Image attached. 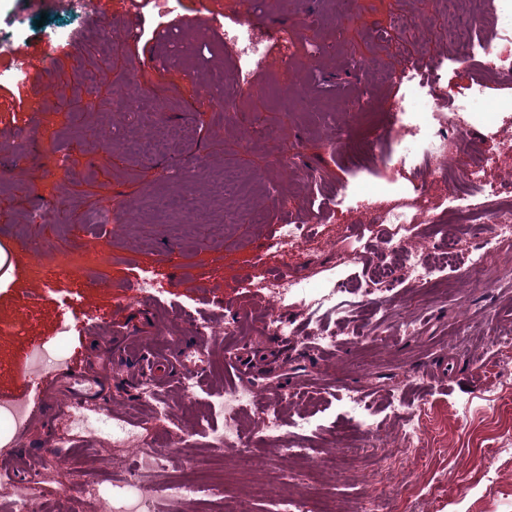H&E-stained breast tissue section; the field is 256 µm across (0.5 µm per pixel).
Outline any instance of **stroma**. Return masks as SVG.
Returning <instances> with one entry per match:
<instances>
[{
    "instance_id": "35a3bbf8",
    "label": "stroma",
    "mask_w": 512,
    "mask_h": 512,
    "mask_svg": "<svg viewBox=\"0 0 512 512\" xmlns=\"http://www.w3.org/2000/svg\"><path fill=\"white\" fill-rule=\"evenodd\" d=\"M48 24L70 30L72 43L47 69L20 84L7 80L16 62L0 55V247L13 277L0 281V393L24 398L34 347L63 348L102 371V400L86 409V431L54 419L32 424L18 450L66 456L49 487L56 512H80L86 483L112 485L113 512L123 480L142 450L116 447L113 432L138 429L165 458L146 475L154 512H222L244 497L249 512H278L289 494L310 512L341 505L345 512H512V360L495 339L512 332V239L497 237L493 213L480 194L460 199L441 175L423 178L389 162L377 143H357L389 119L407 92L398 82L426 42L440 62L438 78L450 96L462 95L478 66L462 67L473 44L492 46L512 35L507 9L477 16L473 44L449 41L436 0H360L355 18L338 15L332 0H102L101 9L58 14L41 0ZM409 24L397 29L395 15ZM200 16L217 20L195 34ZM247 22L265 48L263 66L240 65L224 45V29ZM112 32L106 56L99 33ZM112 69L124 98L99 85L98 101L80 107L94 70ZM500 113L479 114L450 162L466 169L497 153ZM233 169L250 197L217 185ZM382 209L426 198L439 219L460 220L454 262L413 287L396 274L383 300L384 318L351 308L343 315L310 313L299 299L254 288L257 277H290L320 287L335 279L368 280L385 264L389 224L361 221L357 197ZM297 224L312 246L281 239ZM491 249L478 278L470 252ZM85 256L82 271L66 277L70 258ZM157 274L164 293L134 301L144 271ZM128 306L146 349L177 351L202 343L210 352L196 398L171 376L144 396L140 361L113 367L103 346L112 340L113 308ZM294 322L281 337L266 325L269 312ZM217 333L199 336L200 319ZM357 331L327 351L313 329ZM242 353L247 376L232 373L227 355ZM248 380L267 402L283 407L285 437L304 457H291L259 438L256 414L245 416L243 456L208 444L196 421L205 397ZM374 405L395 398L420 415L418 447L405 448L399 422H379L373 437L357 434L338 401L344 390ZM169 408L154 418V398ZM312 398L319 428L292 426L302 399ZM192 475L224 485L223 497L172 500L165 489ZM472 483L461 495L462 483Z\"/></svg>"
}]
</instances>
